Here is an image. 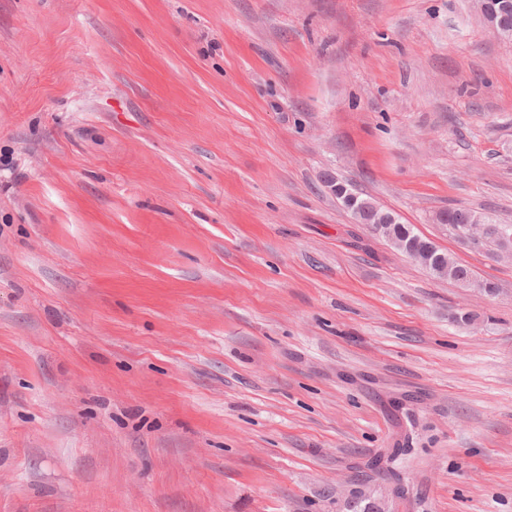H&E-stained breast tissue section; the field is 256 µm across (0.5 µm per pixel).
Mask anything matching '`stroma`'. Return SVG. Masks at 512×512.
<instances>
[{
  "mask_svg": "<svg viewBox=\"0 0 512 512\" xmlns=\"http://www.w3.org/2000/svg\"><path fill=\"white\" fill-rule=\"evenodd\" d=\"M450 207L512 224L474 0H0V512H512V259ZM333 192L335 193L337 199H341L343 207L352 213L354 223H359L357 220V214L369 209L366 202L361 200H371L367 198H361L360 196L359 197L361 200H358V196L343 183L335 184L333 186ZM438 215L442 217L441 222L444 224H449L462 236H464L467 228L471 224H481L478 226H473L468 231V236L474 243L482 242L490 234L498 232L497 229L491 224H497L499 227L505 230V236L499 235V237L490 238L481 246L494 245L497 248L504 249L512 244V224H502L497 219L487 214L467 208L452 207L439 212ZM383 213L392 214L390 212L384 211L381 208H379L378 212L369 213L363 219V223L369 230L372 231L374 225L376 224L375 222L380 218L381 214H383ZM392 220H393L392 216H387V215L383 214L381 222H379L377 224L378 232H385V231L387 232L388 228L390 227L391 231L396 235H405L409 232L412 235H418L414 232V229L412 228V226L410 224H401V222H399L397 218H396V223L391 224L389 226V224L391 223ZM424 240L423 238L416 239L409 236H401L397 239H393L392 242L402 254L422 264L425 268L427 267V270H429L428 268L442 270L444 263L441 255L437 253L432 243L425 242ZM429 271L434 274L431 270ZM436 276L443 277L439 275Z\"/></svg>",
  "mask_w": 512,
  "mask_h": 512,
  "instance_id": "1",
  "label": "stroma"
}]
</instances>
